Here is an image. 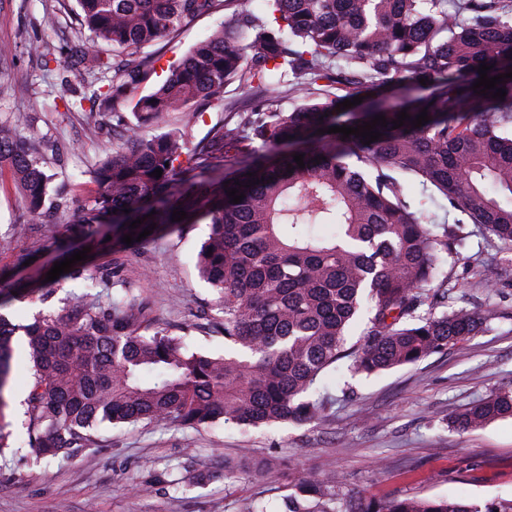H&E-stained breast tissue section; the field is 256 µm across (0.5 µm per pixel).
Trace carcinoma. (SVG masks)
<instances>
[{
	"label": "carcinoma",
	"instance_id": "cac0c4a2",
	"mask_svg": "<svg viewBox=\"0 0 512 512\" xmlns=\"http://www.w3.org/2000/svg\"><path fill=\"white\" fill-rule=\"evenodd\" d=\"M233 9L224 24L170 65L149 93L139 83L157 58L142 50L216 2ZM76 0L83 81L98 85L68 108L92 118L118 100L161 127H181L104 149L90 171L99 192L69 225V240L48 250L71 257L68 241L93 252L127 248L124 235L210 226L197 256L218 295L224 355L193 350L186 337L156 326L149 306L120 281L108 305L67 297L26 325L0 314V451L12 447L16 334L31 363L25 444L54 457L82 448L104 423L169 422L202 427L303 423L330 399L310 391L321 373L349 359L372 374L415 364L476 335L491 312L448 310L458 287L443 270L467 238L460 224H427L406 200L417 180L429 198L484 224L512 247V79L478 93L488 77L512 71V0ZM425 83H420V79ZM255 97L241 135L219 130L192 145V123L226 108L224 88ZM504 99H494L497 89ZM296 105L281 107V94ZM363 98L358 110L337 104ZM427 109L429 121H412ZM409 119L393 128L401 111ZM383 115L380 138L326 133ZM325 133L320 134L318 130ZM241 166L224 171L226 147ZM304 155L298 167L293 155ZM11 170L27 213L45 216L44 137L0 122V164ZM163 170L159 178L151 176ZM256 176H251V173ZM244 194L231 203L226 190ZM129 212H124V209ZM156 214H151V211ZM187 218L172 221L173 211ZM141 225L130 228V222ZM328 227L325 234L321 228ZM46 300L0 268V301ZM444 311L436 316L433 310ZM361 339L347 345L353 326ZM512 416V389L448 416L461 430ZM284 512H512V500L484 508L449 498H364L341 509L333 477H301Z\"/></svg>",
	"mask_w": 512,
	"mask_h": 512
}]
</instances>
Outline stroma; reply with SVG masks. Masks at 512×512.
Instances as JSON below:
<instances>
[{
	"label": "stroma",
	"mask_w": 512,
	"mask_h": 512,
	"mask_svg": "<svg viewBox=\"0 0 512 512\" xmlns=\"http://www.w3.org/2000/svg\"><path fill=\"white\" fill-rule=\"evenodd\" d=\"M54 0H0V121L27 119L47 138L50 190H64L68 218H77L96 195L89 171L102 156L118 120L133 123L125 102L88 120L66 111L69 87L79 79L69 67L75 31L73 14L55 27L42 23ZM231 11L216 8L178 32L158 40L152 82L169 75L167 62L202 40L211 29L232 22ZM41 43L51 56L48 70L32 61L26 48ZM24 225L14 234L16 225ZM460 255L447 268L459 278L448 307L468 313L493 309L488 327L412 365L373 375L355 371L350 361L329 367L319 386L331 397L322 417L301 425L259 428L216 424L183 428L162 423L102 426L93 445L68 455L40 458L30 449L0 451V512H242L246 503L281 512L297 478L332 471L343 501L360 496L451 498L466 504L512 499V418L459 431L449 414L492 392L512 388V249L483 225L466 224ZM60 224L31 222L9 169L0 170V235L13 234V249L0 252V267L35 251ZM209 234L207 222L187 229H164L131 251L91 258V278L49 281L46 301L13 300L0 313L28 323L39 312L57 310L72 294L107 304L116 289L109 276L119 269L149 304L157 325L186 336L213 355L224 352V338L213 322L217 294L199 276L196 260ZM263 461L260 469L225 479V463ZM204 478L189 484L186 472Z\"/></svg>",
	"instance_id": "1"
}]
</instances>
